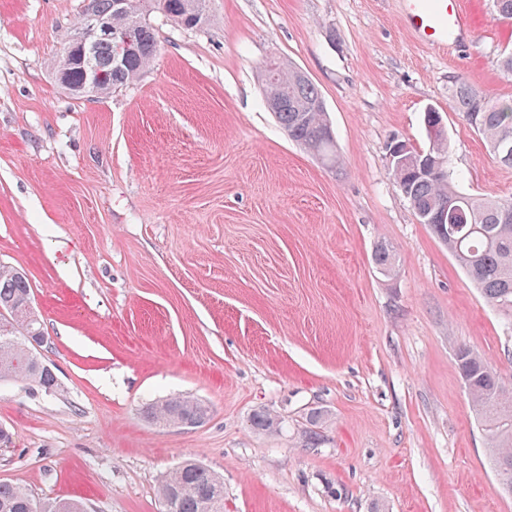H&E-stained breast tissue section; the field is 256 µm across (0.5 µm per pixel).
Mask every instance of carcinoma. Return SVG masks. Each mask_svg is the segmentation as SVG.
Returning <instances> with one entry per match:
<instances>
[{
	"mask_svg": "<svg viewBox=\"0 0 512 512\" xmlns=\"http://www.w3.org/2000/svg\"><path fill=\"white\" fill-rule=\"evenodd\" d=\"M113 2L88 0V7L112 18V33L128 36L132 52L117 63L112 61L113 43L103 40L95 46V66L102 72L98 97L134 84L154 62L159 43L150 21L152 13L186 29L200 27L207 20L206 0H124L120 10ZM68 46L66 38L54 71L66 70L72 96L83 99L85 94L80 88L86 83V69L76 50L72 59L66 60ZM272 64L276 68L266 67L264 88L269 109L291 140L325 165L336 166L339 155L321 92L302 70L280 61ZM454 104L471 128L484 138L493 158L512 166V157L505 159L501 152L503 140L512 143V103L493 100L460 82L454 90ZM449 150L447 138L440 135L430 140L426 151L409 147L419 161L428 155L447 159ZM392 176L419 221L430 224L487 303L511 319L512 199L477 198L462 192L455 185L457 174L445 166L438 172H422L417 166L394 167ZM445 203L454 209V217L446 224H437V214ZM372 260L381 275L394 273L395 260L387 245L378 244ZM29 302L27 277L1 264L0 306L15 309L16 318L11 326L0 322V378L32 381L51 390L57 385L54 373L40 368L26 343L11 339L20 328L33 336L42 330L39 318L26 308ZM456 361L472 411L487 432L490 464L500 477L503 492L512 496V388L484 358L467 347L458 349ZM144 414L157 423L176 424L186 419H207L209 407L197 399L176 396L147 406ZM157 493L161 500L171 499V512H224V479L197 460H185L164 475ZM34 503L35 498L25 488L0 482V512H32ZM44 504L45 512H85L83 503L73 499H48Z\"/></svg>",
	"mask_w": 512,
	"mask_h": 512,
	"instance_id": "cac0c4a2",
	"label": "carcinoma"
}]
</instances>
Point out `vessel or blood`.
<instances>
[{
	"label": "vessel or blood",
	"instance_id": "1",
	"mask_svg": "<svg viewBox=\"0 0 512 512\" xmlns=\"http://www.w3.org/2000/svg\"><path fill=\"white\" fill-rule=\"evenodd\" d=\"M403 23L416 39L444 49L471 30L461 0H404Z\"/></svg>",
	"mask_w": 512,
	"mask_h": 512
}]
</instances>
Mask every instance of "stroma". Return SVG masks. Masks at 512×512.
Listing matches in <instances>:
<instances>
[{
    "instance_id": "1",
    "label": "stroma",
    "mask_w": 512,
    "mask_h": 512,
    "mask_svg": "<svg viewBox=\"0 0 512 512\" xmlns=\"http://www.w3.org/2000/svg\"><path fill=\"white\" fill-rule=\"evenodd\" d=\"M465 3L473 32L444 54L399 0H208L193 30L154 13L151 67L85 100L52 69L84 0H0V264L29 279L58 381H0V481L161 512L159 480L194 458L223 477L225 512H512L456 363L468 347L512 383V321L391 175L392 141L428 149L432 108L459 189L512 198V166L452 106L461 80L512 102V25ZM273 59L321 91L339 167L268 111ZM178 394L208 419L142 416ZM263 409L272 430L251 426Z\"/></svg>"
}]
</instances>
